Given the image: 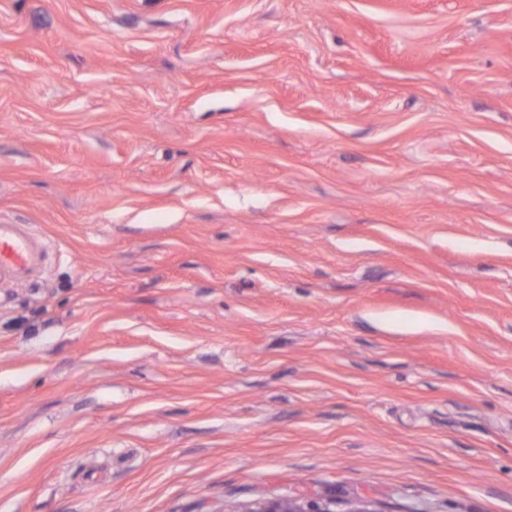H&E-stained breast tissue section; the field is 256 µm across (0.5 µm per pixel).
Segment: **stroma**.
<instances>
[{"label":"stroma","mask_w":512,"mask_h":512,"mask_svg":"<svg viewBox=\"0 0 512 512\" xmlns=\"http://www.w3.org/2000/svg\"><path fill=\"white\" fill-rule=\"evenodd\" d=\"M0 512H512V0H0ZM31 257V236L15 225L0 224V270L20 277L27 272ZM331 503H301L294 500L257 501L239 512H334Z\"/></svg>","instance_id":"stroma-1"}]
</instances>
